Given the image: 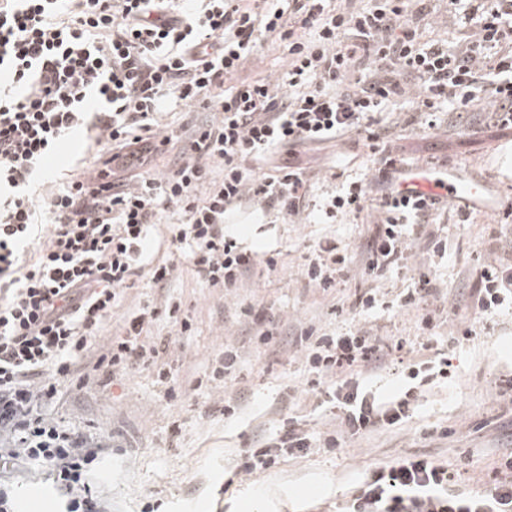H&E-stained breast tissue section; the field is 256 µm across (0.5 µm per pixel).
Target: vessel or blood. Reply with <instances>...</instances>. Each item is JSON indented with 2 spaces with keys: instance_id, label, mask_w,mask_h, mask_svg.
<instances>
[{
  "instance_id": "1",
  "label": "vessel or blood",
  "mask_w": 512,
  "mask_h": 512,
  "mask_svg": "<svg viewBox=\"0 0 512 512\" xmlns=\"http://www.w3.org/2000/svg\"><path fill=\"white\" fill-rule=\"evenodd\" d=\"M399 186L407 190L437 192L447 200L486 212L494 211L496 208V198L492 193L490 182L468 176L460 171L443 174L435 170L423 169L400 180Z\"/></svg>"
}]
</instances>
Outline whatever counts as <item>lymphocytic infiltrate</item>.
Wrapping results in <instances>:
<instances>
[{
    "label": "lymphocytic infiltrate",
    "mask_w": 512,
    "mask_h": 512,
    "mask_svg": "<svg viewBox=\"0 0 512 512\" xmlns=\"http://www.w3.org/2000/svg\"><path fill=\"white\" fill-rule=\"evenodd\" d=\"M445 2L468 30L453 46L423 38L422 0H0V512H18L7 473L41 463L62 512H106L90 484L106 444L44 412L63 387L82 390L94 372L111 383L150 370L175 395L169 343L146 331L159 322L192 331L180 303L139 307L103 353H92L138 277L163 288L177 276V264L150 259L159 224L208 287L229 291L277 259L242 246L224 225L228 212L249 197L284 216L304 213L305 149L359 132L371 148L391 145L394 129L379 117L409 99L417 105L405 118L423 130L512 129V0ZM268 36L287 52L282 93L244 73ZM481 100L488 108L473 115ZM170 101L192 116L183 134L158 127ZM77 134L91 158L65 184L34 191L36 177L50 175L45 156ZM267 156L273 171L257 173L254 162ZM403 173L390 155L378 170L385 191L366 277L398 263L418 235L434 254L448 247L428 229L445 201L400 190ZM365 203L364 183L348 181L328 196L325 214L356 217ZM347 261L328 240L305 274L327 290ZM476 272L465 309L482 320L511 310L512 261ZM298 340L311 387L334 379L325 396L344 430L324 438L330 451L345 436L405 423L416 388L448 376L441 355L410 359L402 367L415 387L381 398L358 384L390 365L371 337L309 327ZM308 447L291 427L246 450L237 470L263 472ZM499 467L504 478L459 492L447 466L406 457L370 471L342 512H512V454Z\"/></svg>",
    "instance_id": "1"
}]
</instances>
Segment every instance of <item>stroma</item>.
Returning <instances> with one entry per match:
<instances>
[{
	"mask_svg": "<svg viewBox=\"0 0 512 512\" xmlns=\"http://www.w3.org/2000/svg\"><path fill=\"white\" fill-rule=\"evenodd\" d=\"M247 71L283 83V46L262 40ZM395 147L417 167L453 168L498 183L502 207L496 213L474 209L463 224L452 208L439 217L448 236V255L436 269L422 308L446 312V321L428 338L418 328L421 308L397 305L400 295L414 286L415 267L429 260L423 241L411 245L399 266L373 279L361 274L372 209L380 196L374 181L379 159L361 133L307 150L303 163L318 200L346 180L363 179L369 191L367 210L323 224L312 209L289 219L243 201L228 219L231 230L249 245L276 250L278 264L272 271L256 266L239 288L207 287L171 243L167 228H160L151 255L154 262L178 264V278L164 290L143 281L128 289L97 343L105 345L118 333L123 314L168 296L181 301L194 321L192 335L173 336L166 324L149 330L150 335L173 338L168 359L177 374L178 397H167L155 376L142 370L119 385L90 380L83 390L64 391L45 409L48 416L109 442L111 454L91 475L109 512H145L150 505L159 512H337L365 470L412 454L446 461L449 471L460 476L458 489L476 492L493 481L501 455L512 451V404L497 395L498 387L512 381V315L496 317L492 328L460 347L449 345L448 333L467 315L463 300L477 285V258L503 256L500 239L506 226H512V215L504 209L512 200V131L426 132L406 126L397 129ZM325 240L336 241L348 253L346 267L329 290L317 288L304 275L318 243ZM369 288L380 304L364 311L355 302ZM248 306L277 329L269 348L250 343L251 324L242 314ZM309 326L329 333L358 330L405 358L416 357L421 343H429L446 353L450 379L424 391L403 425L351 439L334 453L317 448L261 473L236 474L242 451L275 437L289 420L316 439L339 423L338 409L323 404L321 395L306 385L310 374L294 334ZM227 344L242 351L236 380L222 387L203 384L215 352ZM228 394L243 406L230 419L224 416ZM228 478L233 481L229 487L224 484ZM14 481L20 512L32 507L59 512L48 465L25 468Z\"/></svg>",
	"mask_w": 512,
	"mask_h": 512,
	"instance_id": "35a3bbf8",
	"label": "stroma"
}]
</instances>
